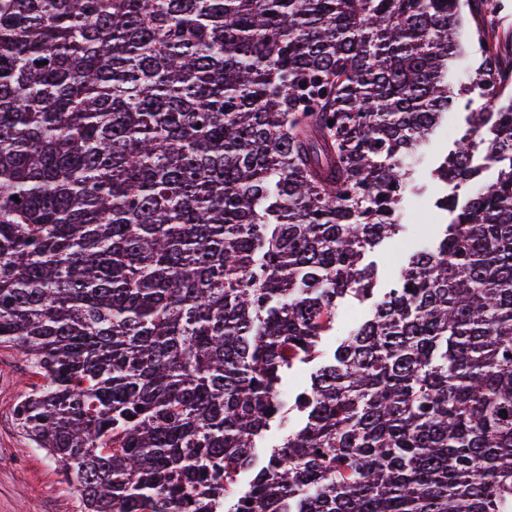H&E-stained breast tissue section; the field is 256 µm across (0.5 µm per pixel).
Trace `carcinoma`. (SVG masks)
Here are the masks:
<instances>
[{"label":"carcinoma","mask_w":512,"mask_h":512,"mask_svg":"<svg viewBox=\"0 0 512 512\" xmlns=\"http://www.w3.org/2000/svg\"><path fill=\"white\" fill-rule=\"evenodd\" d=\"M475 0H0V345L82 512H512V93L436 168L497 178L405 250ZM334 121L328 125V121ZM19 200H14L13 196ZM370 315L332 351L341 305ZM322 365L247 489L283 381ZM396 253L397 244L387 241L365 256L364 264L375 266L378 288H388L397 267L391 262V258L396 256Z\"/></svg>","instance_id":"cac0c4a2"}]
</instances>
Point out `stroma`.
<instances>
[{
	"instance_id": "1",
	"label": "stroma",
	"mask_w": 512,
	"mask_h": 512,
	"mask_svg": "<svg viewBox=\"0 0 512 512\" xmlns=\"http://www.w3.org/2000/svg\"><path fill=\"white\" fill-rule=\"evenodd\" d=\"M500 23L489 42L503 73L512 72V0H487ZM473 108L462 95L435 128L422 151L407 160L413 173V187L401 204L403 240L410 246H431L430 224L448 223L446 213L437 210L435 200L445 194L466 197V189H454L433 177V170L455 148L468 129L467 116ZM22 354L0 347V512H79L73 486L62 483L58 463L17 427L14 408L19 398L41 384Z\"/></svg>"
}]
</instances>
